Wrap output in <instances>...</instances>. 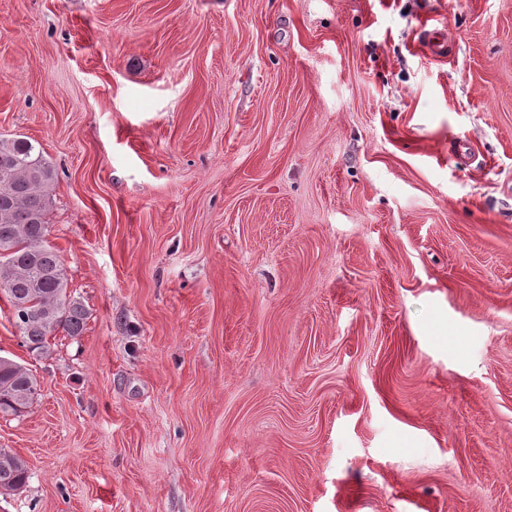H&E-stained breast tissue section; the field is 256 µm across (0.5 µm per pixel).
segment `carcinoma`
<instances>
[{"label": "carcinoma", "mask_w": 512, "mask_h": 512, "mask_svg": "<svg viewBox=\"0 0 512 512\" xmlns=\"http://www.w3.org/2000/svg\"><path fill=\"white\" fill-rule=\"evenodd\" d=\"M0 155L18 160L0 171V293L13 310L24 345L39 355L49 352L59 330L80 335L86 311L68 293L66 271L47 244L49 191L55 169L40 147L23 138H0ZM40 384L21 364L0 357V414L19 416L37 397ZM6 491L22 488L28 478L25 462L0 452V473Z\"/></svg>", "instance_id": "carcinoma-1"}]
</instances>
